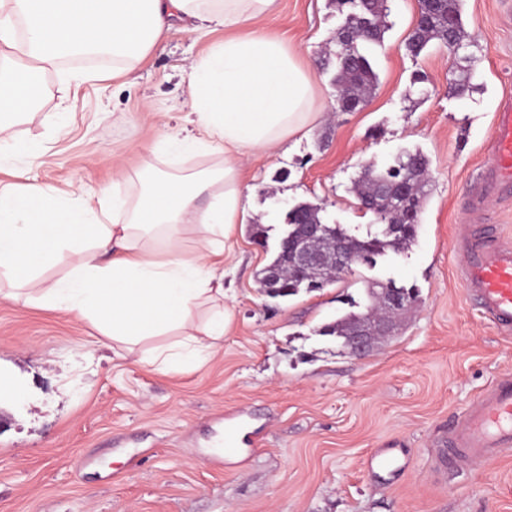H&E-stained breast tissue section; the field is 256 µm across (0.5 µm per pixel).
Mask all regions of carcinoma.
I'll list each match as a JSON object with an SVG mask.
<instances>
[{"label": "carcinoma", "instance_id": "carcinoma-1", "mask_svg": "<svg viewBox=\"0 0 512 512\" xmlns=\"http://www.w3.org/2000/svg\"><path fill=\"white\" fill-rule=\"evenodd\" d=\"M364 2V10L370 25L354 32L342 57L325 60L326 66H335L331 81L336 84V91L342 93V99L359 109L366 105L378 81L367 55V48L383 45L389 11L388 0ZM421 8L426 18L422 24L413 28L406 43V49L411 55L419 56L432 42L439 45L453 42L458 44L461 50L472 46V42L467 40L464 27L462 0H427L421 4ZM470 79V69L458 61L454 62V90L463 91ZM429 166L428 157L416 150L396 156L385 166L370 165L364 168L354 183L353 191L358 196H371L377 199V208L372 212L375 223L369 225L366 234L362 236L350 233L341 224H331L327 239L336 237L355 241L361 255V264L369 268L375 267L378 259L389 252L397 254L408 250L417 241L422 214L427 203ZM321 212L320 205L304 201L293 211V220L296 221L303 216L312 222H320ZM391 224H402L405 231L398 235L392 234L388 231ZM271 263L281 264L282 278L277 292L267 290L263 271L260 270L257 274L261 288L266 290V295L271 299L284 301L301 293H311L315 291L312 287L315 282L321 283L324 287L336 282V278L326 272L313 273L305 281L297 280L289 272L288 267L281 263L279 248L276 249ZM385 288H394L411 295L414 303L421 301L420 290L414 285H398L391 278L385 281L373 280L365 286L366 304L351 301L352 310L318 325L313 329V334L334 341L340 347L344 346L354 318L374 310V291Z\"/></svg>", "mask_w": 512, "mask_h": 512}]
</instances>
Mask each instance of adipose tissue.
Here are the masks:
<instances>
[{
  "instance_id": "obj_1",
  "label": "adipose tissue",
  "mask_w": 512,
  "mask_h": 512,
  "mask_svg": "<svg viewBox=\"0 0 512 512\" xmlns=\"http://www.w3.org/2000/svg\"><path fill=\"white\" fill-rule=\"evenodd\" d=\"M276 0H0V166L40 150L13 139L11 119L36 112L41 78L59 74L67 92L75 74L62 58L111 53L113 68L145 57L186 17L224 27L270 13ZM197 136H166L160 159L221 154V162L170 171L147 164L130 176L117 170L111 189L76 187L59 200L38 179L0 188V279L71 255L68 275L43 289L51 310L88 320L103 338L134 347L148 336L170 342L146 362L168 373L208 360L224 342L231 313L224 305L229 231L240 223L241 172L257 151L307 134L317 108L301 47L254 30L226 37L188 70ZM132 184L123 216L111 190ZM192 246H185V234Z\"/></svg>"
}]
</instances>
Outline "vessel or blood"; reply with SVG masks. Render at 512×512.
<instances>
[{
    "instance_id": "1",
    "label": "vessel or blood",
    "mask_w": 512,
    "mask_h": 512,
    "mask_svg": "<svg viewBox=\"0 0 512 512\" xmlns=\"http://www.w3.org/2000/svg\"><path fill=\"white\" fill-rule=\"evenodd\" d=\"M484 198L512 197V102L495 115L491 151L481 175ZM475 306L501 329L512 328V243L490 232L471 244L460 269ZM457 457L480 460L512 447V379L496 381L459 417L452 434Z\"/></svg>"
}]
</instances>
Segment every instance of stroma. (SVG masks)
<instances>
[{"label": "stroma", "mask_w": 512, "mask_h": 512, "mask_svg": "<svg viewBox=\"0 0 512 512\" xmlns=\"http://www.w3.org/2000/svg\"><path fill=\"white\" fill-rule=\"evenodd\" d=\"M389 6L384 44L369 52L378 83L354 112L334 111L318 71L342 22L331 0H277L257 23L306 52L322 115L308 135L244 165L250 199L224 262L233 316L212 359L164 374L140 352L97 344L85 321L0 295V380L24 390L21 403L0 400V512H512V449L454 468L435 457L480 393L512 373V330L479 311L459 279L475 228L465 201L494 114L512 97V0H463L474 76L462 92L450 87L447 48L414 57L405 47L418 0ZM224 34L177 23L117 77L108 64L71 63L88 78L64 103L46 75L37 114L12 128L42 163L0 166V188L31 175L61 198L80 184L108 188L115 166L139 170L163 135L193 134L186 68ZM415 149L430 181L412 248L320 291L281 303L264 295L256 273L286 205H322L326 223L365 234L373 217L358 209L353 182L367 162ZM255 223L269 226L267 247L253 243ZM387 277L421 291L397 335L363 358L313 335L347 298L364 301L366 281ZM229 424L242 429L238 443L216 451ZM378 453L391 465L370 466Z\"/></svg>", "instance_id": "obj_1"}]
</instances>
